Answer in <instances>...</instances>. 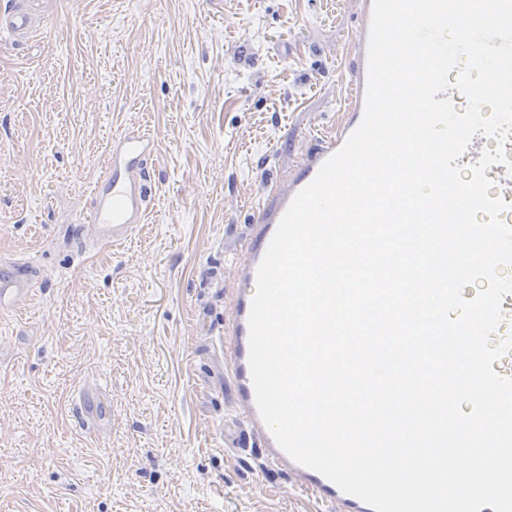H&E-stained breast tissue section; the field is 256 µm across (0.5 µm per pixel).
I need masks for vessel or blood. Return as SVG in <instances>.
Segmentation results:
<instances>
[{
    "mask_svg": "<svg viewBox=\"0 0 512 512\" xmlns=\"http://www.w3.org/2000/svg\"><path fill=\"white\" fill-rule=\"evenodd\" d=\"M372 0H360L361 22L353 34L352 44L357 57L356 68L344 92L346 113L336 132L325 136L320 147L306 155L288 180L273 182L268 194L273 203L256 210L254 243L241 265V276L247 289L238 292L235 312L228 325L226 349L236 384L237 401L244 411L246 428L260 442L262 456L272 467L290 476L296 491L327 506L328 512H373L358 498L342 492L319 472L302 466L288 456L262 421L255 401V390L248 362L249 314L257 280V268L295 195L316 177L321 165L335 153L360 124L365 108L368 77L369 26ZM29 17L20 8L0 15V34L11 37L26 33ZM157 151V141L149 130L135 127L113 136L103 171L92 189V209L88 223L78 225L80 242L95 246H118L124 243L135 225L144 223L154 180L146 160ZM486 175L493 186L491 196L502 198L506 209L502 222L512 226V171L505 166H491ZM32 287L18 270L0 269V308L20 307Z\"/></svg>",
    "mask_w": 512,
    "mask_h": 512,
    "instance_id": "obj_1",
    "label": "vessel or blood"
}]
</instances>
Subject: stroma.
I'll list each match as a JSON object with an SVG mask.
<instances>
[{
	"label": "stroma",
	"instance_id": "35a3bbf8",
	"mask_svg": "<svg viewBox=\"0 0 512 512\" xmlns=\"http://www.w3.org/2000/svg\"><path fill=\"white\" fill-rule=\"evenodd\" d=\"M360 0H0V512H304L258 442L228 453L219 338L266 185L336 128ZM157 139L146 223L72 240L113 135ZM97 400L109 421L81 416ZM28 29L29 17L23 9L17 8L0 15L1 37L4 35L16 37L20 34L26 33ZM34 289L29 285L18 271V269H8L1 266L0 269V308H18L20 307L28 294Z\"/></svg>",
	"mask_w": 512,
	"mask_h": 512
}]
</instances>
